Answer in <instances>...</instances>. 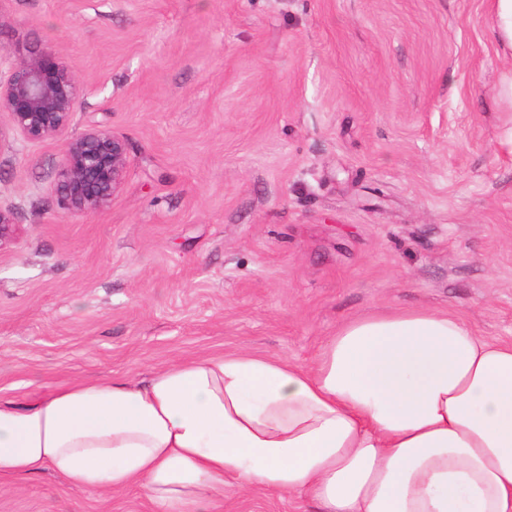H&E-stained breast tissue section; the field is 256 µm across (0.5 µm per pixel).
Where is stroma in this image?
Wrapping results in <instances>:
<instances>
[{
  "label": "stroma",
  "mask_w": 512,
  "mask_h": 512,
  "mask_svg": "<svg viewBox=\"0 0 512 512\" xmlns=\"http://www.w3.org/2000/svg\"><path fill=\"white\" fill-rule=\"evenodd\" d=\"M75 74L122 136L112 200L63 215L64 142L0 114V399L247 351L311 364L349 320L430 308L512 342V51L492 0H0V48ZM0 512H157L50 470ZM223 512H314L236 487Z\"/></svg>",
  "instance_id": "1"
}]
</instances>
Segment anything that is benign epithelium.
Here are the masks:
<instances>
[{"label": "benign epithelium", "mask_w": 512, "mask_h": 512, "mask_svg": "<svg viewBox=\"0 0 512 512\" xmlns=\"http://www.w3.org/2000/svg\"><path fill=\"white\" fill-rule=\"evenodd\" d=\"M78 101L76 77L51 51L19 58L8 49L0 51V112L23 139L65 137ZM127 164L125 140L105 128L66 140L58 184L61 208L97 212L121 187Z\"/></svg>", "instance_id": "benign-epithelium-1"}]
</instances>
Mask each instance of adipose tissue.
<instances>
[{
	"label": "adipose tissue",
	"instance_id": "adipose-tissue-1",
	"mask_svg": "<svg viewBox=\"0 0 512 512\" xmlns=\"http://www.w3.org/2000/svg\"><path fill=\"white\" fill-rule=\"evenodd\" d=\"M136 486L221 512L235 485L319 512H512V344L425 308L340 328L308 366L217 354L0 402V477Z\"/></svg>",
	"mask_w": 512,
	"mask_h": 512
}]
</instances>
